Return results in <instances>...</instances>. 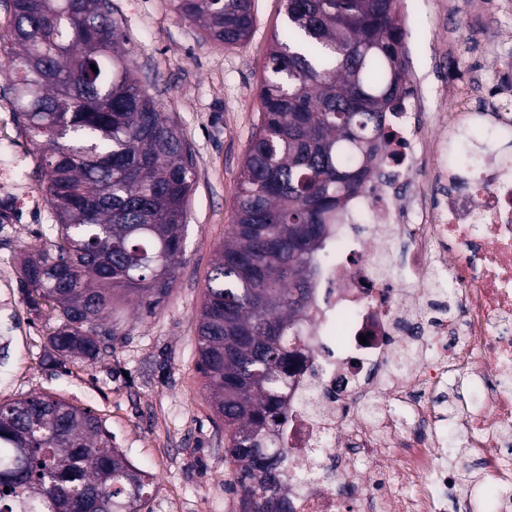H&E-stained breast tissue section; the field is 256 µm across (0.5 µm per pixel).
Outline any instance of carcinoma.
<instances>
[{"mask_svg": "<svg viewBox=\"0 0 512 512\" xmlns=\"http://www.w3.org/2000/svg\"><path fill=\"white\" fill-rule=\"evenodd\" d=\"M284 2L233 224L198 321L197 365L224 420L243 512H289L276 427L304 351L310 282L330 225L372 180L387 114L406 94L399 0ZM173 5L224 45L253 29L252 0ZM9 7L13 106L56 218L52 248L30 249L20 283L32 309L58 312L44 359L58 369L107 352L116 296H135L151 315L170 293L194 161L131 69L109 0ZM151 486L91 411L48 394L0 402V512H140Z\"/></svg>", "mask_w": 512, "mask_h": 512, "instance_id": "carcinoma-1", "label": "carcinoma"}]
</instances>
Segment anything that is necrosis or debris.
Masks as SVG:
<instances>
[{
    "mask_svg": "<svg viewBox=\"0 0 512 512\" xmlns=\"http://www.w3.org/2000/svg\"><path fill=\"white\" fill-rule=\"evenodd\" d=\"M493 99L457 89L435 130L407 102L387 116L381 174L350 201L311 288L278 426L291 512H512V158L443 161L490 119L512 139V82ZM449 435L474 476L444 464Z\"/></svg>",
    "mask_w": 512,
    "mask_h": 512,
    "instance_id": "obj_1",
    "label": "necrosis or debris"
}]
</instances>
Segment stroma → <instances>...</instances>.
Instances as JSON below:
<instances>
[{
    "mask_svg": "<svg viewBox=\"0 0 512 512\" xmlns=\"http://www.w3.org/2000/svg\"><path fill=\"white\" fill-rule=\"evenodd\" d=\"M133 51V69L161 99L190 145L195 184L186 208L184 256L173 288L155 314L135 297L118 305L112 351L63 369L43 362L58 324L50 307L32 311L20 286L25 246H49L53 224L37 150L21 129L0 53V151L16 171L0 174V400L48 393L90 410L137 468L154 478L142 512H242L224 461V425L197 369V328L216 253L232 224L239 177L259 123V86L275 34L286 23L284 0H254L249 39L227 46L185 20L172 0H110ZM406 78L418 84L420 122L450 106V89L495 83L483 59L486 40L512 54V14L500 0H402Z\"/></svg>",
    "mask_w": 512,
    "mask_h": 512,
    "instance_id": "stroma-1",
    "label": "stroma"
}]
</instances>
